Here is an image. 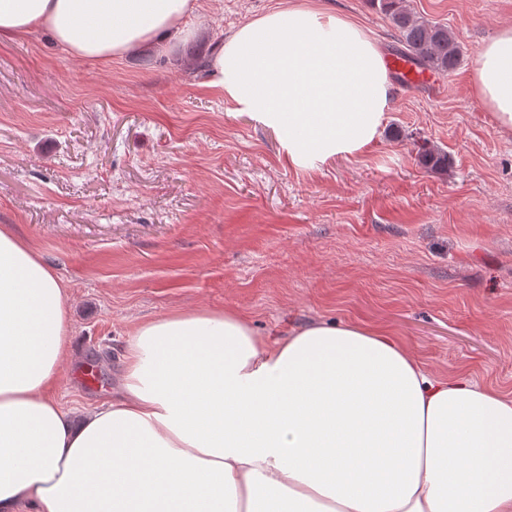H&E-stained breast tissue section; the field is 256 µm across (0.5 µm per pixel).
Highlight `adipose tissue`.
Instances as JSON below:
<instances>
[{"instance_id": "adipose-tissue-1", "label": "adipose tissue", "mask_w": 512, "mask_h": 512, "mask_svg": "<svg viewBox=\"0 0 512 512\" xmlns=\"http://www.w3.org/2000/svg\"><path fill=\"white\" fill-rule=\"evenodd\" d=\"M198 0H0V40L49 33L107 63L181 44ZM236 112L315 170L379 139L391 84L346 16L288 6L207 61ZM473 86L512 134V26L479 50ZM72 328L56 274L0 227V512H512V396L429 373L398 339L317 321L284 339L209 310L146 322L116 398L51 391Z\"/></svg>"}]
</instances>
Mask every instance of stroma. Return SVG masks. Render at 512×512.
I'll return each instance as SVG.
<instances>
[{
  "mask_svg": "<svg viewBox=\"0 0 512 512\" xmlns=\"http://www.w3.org/2000/svg\"><path fill=\"white\" fill-rule=\"evenodd\" d=\"M294 0H206L200 40L93 63L47 34L0 41V226L60 278L65 407L118 392L126 341L175 311L234 310L284 338L314 321L387 329L429 372L512 395V137L475 96L512 0H410L463 49L433 95L393 87L380 139L318 170L208 87L216 40ZM399 44L372 0H312ZM450 158L424 168L416 144ZM98 371V386L78 376Z\"/></svg>",
  "mask_w": 512,
  "mask_h": 512,
  "instance_id": "1",
  "label": "stroma"
}]
</instances>
